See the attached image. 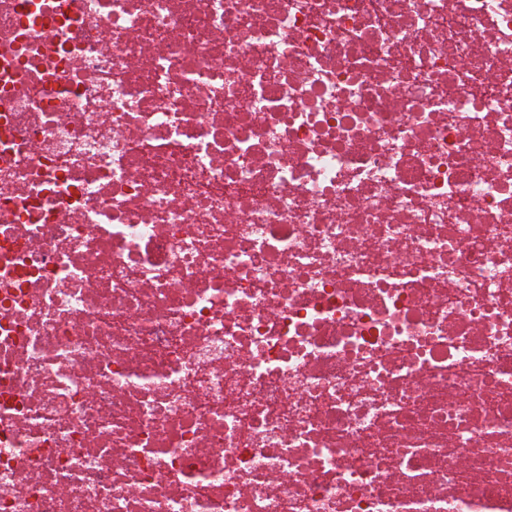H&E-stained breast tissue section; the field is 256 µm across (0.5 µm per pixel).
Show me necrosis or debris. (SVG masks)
<instances>
[{
  "label": "necrosis or debris",
  "mask_w": 512,
  "mask_h": 512,
  "mask_svg": "<svg viewBox=\"0 0 512 512\" xmlns=\"http://www.w3.org/2000/svg\"><path fill=\"white\" fill-rule=\"evenodd\" d=\"M0 512H512V0H0Z\"/></svg>",
  "instance_id": "1"
}]
</instances>
